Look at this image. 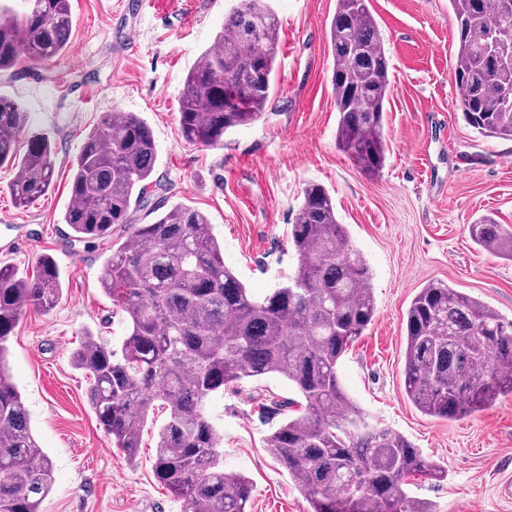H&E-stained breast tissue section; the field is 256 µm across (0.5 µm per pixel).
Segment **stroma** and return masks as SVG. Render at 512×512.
Segmentation results:
<instances>
[{
	"instance_id": "stroma-1",
	"label": "stroma",
	"mask_w": 512,
	"mask_h": 512,
	"mask_svg": "<svg viewBox=\"0 0 512 512\" xmlns=\"http://www.w3.org/2000/svg\"><path fill=\"white\" fill-rule=\"evenodd\" d=\"M279 21L275 86L260 118L221 145L186 142L178 109L188 71L224 25L232 0H71L68 50L0 74V94L28 114L29 132L51 141L56 179L33 204L15 205V169L0 167V262L32 274L52 255L63 274L59 303L19 319L8 366L30 427L53 464L40 512H185L152 473L154 440L135 460L112 446L86 401L89 381L71 353L84 331L109 346L126 332L102 291L100 249L67 244L61 218L71 166L85 136L110 112H134L151 127L154 177L171 203L201 210L224 245V263L262 296L291 276L288 243L302 191L323 184L340 223L372 272L376 315L339 366L343 386L372 421L406 435L444 468L411 496L435 512H512V395L470 416L420 413L404 390V318L425 284L441 282L512 320V262L479 249L468 226L490 215L512 226V140L485 138L466 124L454 81L456 22L448 0H371L390 58L386 163L357 168L336 142L329 23L336 0H269ZM293 392L277 374L214 395L207 413L224 437V468L254 484L249 512H307L293 481L268 454L280 420L274 401Z\"/></svg>"
}]
</instances>
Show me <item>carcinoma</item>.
<instances>
[{"instance_id":"carcinoma-1","label":"carcinoma","mask_w":512,"mask_h":512,"mask_svg":"<svg viewBox=\"0 0 512 512\" xmlns=\"http://www.w3.org/2000/svg\"><path fill=\"white\" fill-rule=\"evenodd\" d=\"M457 27L455 83L465 122L484 137L512 140V69L486 46L488 27L512 0H448ZM19 20L0 15V73L50 60L70 42V0H27ZM278 20L266 0H235L224 28L186 76L182 137L213 147L259 118L274 83ZM336 140L362 171L386 161L384 121L391 75L369 0H336L329 25ZM18 102L0 95V166L16 173L9 190L27 205L53 184L50 142L28 137ZM157 151L134 112L103 116L86 136L70 177L63 216L69 239L109 252L98 282L125 314L120 347L86 331L72 363L90 378L86 400L113 447L136 459L155 413V481L189 512H248L253 483L224 470V438L206 415L224 386L281 376L296 398L275 402L283 419L265 438L269 455L304 494L308 512H434L411 497L410 480L444 470L401 432L374 424L346 393L337 367L376 315L372 274L338 221L329 190L303 189L289 231L294 274L257 298L224 266V245L208 217L183 204L151 200ZM152 220L138 224L133 212ZM482 250L512 261V228L492 216L468 226ZM62 295L61 272L46 254L22 277L0 263V512H40L53 465L31 431L7 371V343L27 310L47 313ZM404 388L423 414L454 420L512 395V320L442 283L413 297L404 327Z\"/></svg>"}]
</instances>
